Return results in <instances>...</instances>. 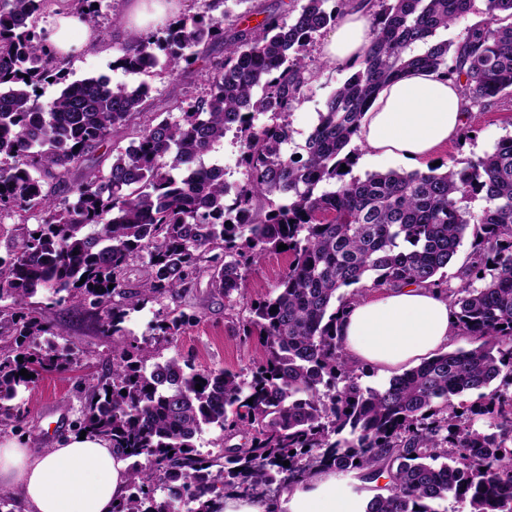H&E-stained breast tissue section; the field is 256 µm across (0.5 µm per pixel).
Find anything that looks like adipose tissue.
<instances>
[{
	"mask_svg": "<svg viewBox=\"0 0 512 512\" xmlns=\"http://www.w3.org/2000/svg\"><path fill=\"white\" fill-rule=\"evenodd\" d=\"M179 8L180 0H125L119 34L128 39L165 25ZM373 26L368 0H354L323 39L324 57L341 68L355 64ZM49 41L68 60L97 37L80 16L66 11ZM466 119L459 83L440 72L412 70L379 90L363 114L357 141L371 157L414 171L436 158ZM340 334L352 361L390 370L447 348L457 327L445 294L409 285L352 304ZM353 482L352 476L324 470L270 497L227 494L211 506L214 512H364L369 497L354 493ZM128 483V459L98 435L74 430L39 453L25 440L0 439V488L15 492L20 512H112Z\"/></svg>",
	"mask_w": 512,
	"mask_h": 512,
	"instance_id": "1",
	"label": "adipose tissue"
}]
</instances>
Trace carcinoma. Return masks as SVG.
Returning a JSON list of instances; mask_svg holds the SVG:
<instances>
[{"instance_id": "cac0c4a2", "label": "carcinoma", "mask_w": 512, "mask_h": 512, "mask_svg": "<svg viewBox=\"0 0 512 512\" xmlns=\"http://www.w3.org/2000/svg\"><path fill=\"white\" fill-rule=\"evenodd\" d=\"M53 2L0 0V232L16 242L0 255V425L20 421L11 401L21 390L77 361L69 347L39 341L64 336L29 302L47 294L57 305H89L112 337V371L88 383L91 401L76 426L130 459L128 494L113 512H209V495L269 497L318 469L364 484L387 479V495L365 512H439L435 504L450 496L469 512H512V138L440 174L349 171L364 111L412 68L465 76L467 112L512 90V0H486L487 21L455 44L430 39L474 0H379L357 69L293 149L288 117L317 77L306 54L350 0H303L290 20L270 12L253 27L227 10L213 15L226 0H206L168 24L164 38L122 43L113 67L130 73L201 66L206 87L168 102L179 111L173 121L150 111L145 84L67 82L38 27ZM77 9L101 27L92 0H77ZM419 41L425 52L408 54ZM216 42L220 60L211 58ZM50 79L64 87L44 103L38 88ZM230 131L245 170L235 185L206 174L203 162ZM118 138L130 142L112 146L108 169L69 181L89 152ZM479 194L486 207L475 218L463 202ZM468 232L472 251L452 288L444 269ZM281 244L288 270L243 323L263 348L250 379L188 372L176 358L146 368L144 349L125 339L128 307L181 298L205 273L228 298ZM137 262L148 274L133 291L126 274ZM479 279L487 283L472 287ZM408 283L446 294L458 334L473 346L365 388L338 335L339 315L370 290ZM192 319L175 308L153 330L168 342ZM494 382L479 402H455ZM479 418L492 432L476 427ZM210 427L244 443L205 455L196 439Z\"/></svg>"}]
</instances>
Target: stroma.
<instances>
[{
	"instance_id": "obj_1",
	"label": "stroma",
	"mask_w": 512,
	"mask_h": 512,
	"mask_svg": "<svg viewBox=\"0 0 512 512\" xmlns=\"http://www.w3.org/2000/svg\"><path fill=\"white\" fill-rule=\"evenodd\" d=\"M124 0H103L102 22L108 36L97 46L85 49L67 65L70 80L90 76H106L114 83L145 84L151 88L153 99L183 98L196 93L203 76L198 68L170 77L160 72L127 73L113 69L112 61L120 41L111 29L113 14L123 12ZM350 72L345 68L327 69L312 81L306 99L292 112L289 122L295 143H304L318 122V114L328 95L342 85ZM467 135L458 136L440 153L442 166L465 164L493 151L505 138L512 137V96L494 99L491 106L467 123ZM285 253H268L252 266L235 304L212 293L207 281H200L193 292L183 296L180 305L197 318L186 325L181 334L169 342L152 339L151 327L165 303L149 301L131 309L125 326L131 340L147 344L153 361L171 357L191 364L196 371L230 370L249 374L259 358L256 340L244 339L240 331L241 317L251 303L274 296L276 286L288 268ZM52 322L64 330V343L76 352L79 362L67 371H52L43 375L16 404L23 414L20 428H7L5 436L27 438L32 449L50 447L59 436L69 432L81 410L89 402L80 379L84 375L108 374L111 367L112 340L103 336L87 306L74 303L64 309H54Z\"/></svg>"
}]
</instances>
